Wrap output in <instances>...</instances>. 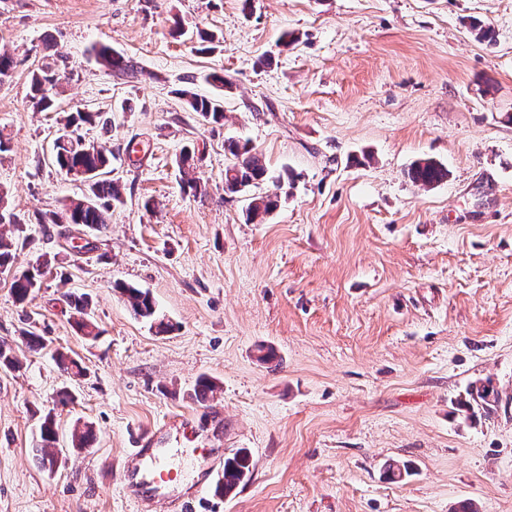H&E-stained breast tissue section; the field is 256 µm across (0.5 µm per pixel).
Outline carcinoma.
<instances>
[{
    "mask_svg": "<svg viewBox=\"0 0 512 512\" xmlns=\"http://www.w3.org/2000/svg\"><path fill=\"white\" fill-rule=\"evenodd\" d=\"M92 51L100 60L118 77L133 78L137 70L130 60L113 51L104 44L95 45ZM64 69L56 63H45L32 72L28 99L39 112H54L57 109V86L63 79ZM185 107L197 113L203 120L219 122L224 119V108L220 100L200 96L188 88L177 92ZM231 156V163L224 170V192L244 195L247 190L268 178V168L265 159L259 151L249 143H240L231 140L226 145ZM53 163L58 170L67 175L74 171L92 173V181L88 185V192L93 200L87 201L85 197L71 199L62 208L56 211L43 213L39 219L40 224H74L77 226L103 230L108 226L109 213L112 208L124 204L122 187L119 182L112 180L109 173L112 171V153L102 146L92 144L90 149L80 146L79 138L69 132L60 135L53 148ZM408 178L424 186L438 184L448 177V169L441 163L432 159H423L415 162L407 171ZM275 190L260 197L253 198L246 208L247 220L251 223L262 224L275 212L279 206V183H274ZM24 242L0 234V275L12 278L11 288L16 301L20 304L40 287L42 267L20 271L16 267L17 251ZM123 296L132 310L134 316L151 320L155 315V306L150 294L139 288L127 285L119 286ZM67 302L76 315L75 324L79 331L93 339L100 335V331L89 316V299L84 295L70 294ZM28 348L37 352L44 348L45 339L36 330V322H27V329L22 331ZM470 400L483 410H490L498 404L500 395L495 388L487 383L475 385L469 389ZM41 445L36 449L41 460L54 462V453L50 452L52 443L56 440L55 418L45 416L40 426ZM93 440V428L84 426L82 430H75L72 435V449L76 453L90 452ZM252 469V460L245 449L237 450L232 456L224 459V483L222 493L232 492L248 477Z\"/></svg>",
    "mask_w": 512,
    "mask_h": 512,
    "instance_id": "1",
    "label": "carcinoma"
}]
</instances>
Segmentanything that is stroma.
I'll list each match as a JSON object with an SVG mask.
<instances>
[{"instance_id": "obj_1", "label": "stroma", "mask_w": 512, "mask_h": 512, "mask_svg": "<svg viewBox=\"0 0 512 512\" xmlns=\"http://www.w3.org/2000/svg\"><path fill=\"white\" fill-rule=\"evenodd\" d=\"M97 43L136 77L98 63ZM0 46L14 57L0 191L31 236L18 263L54 259L24 304L0 276V340L21 363L0 369V512H137L120 480L149 428L188 512H512V0H0ZM49 54L67 62L60 107L37 112L29 74ZM214 70L227 86L204 82ZM186 86L220 99L223 121L186 110ZM78 109L112 122L81 128L123 187L100 231L37 222L86 192L51 162ZM230 138L271 175L245 196L224 193ZM186 146L197 192L180 185ZM428 158L447 179L410 181ZM276 177L278 210L247 223ZM119 282L148 291L170 332L135 317ZM68 293L91 298L97 340ZM203 378L216 389L200 402ZM486 379L496 409L460 410ZM50 411L55 466L35 452ZM77 423L94 427L91 454L69 451ZM206 448L247 449L245 484H201ZM390 460L409 475L386 480ZM92 51L96 58L100 60L118 77L134 78L137 70L130 60L123 55L114 52L109 46L104 44L93 45Z\"/></svg>"}]
</instances>
